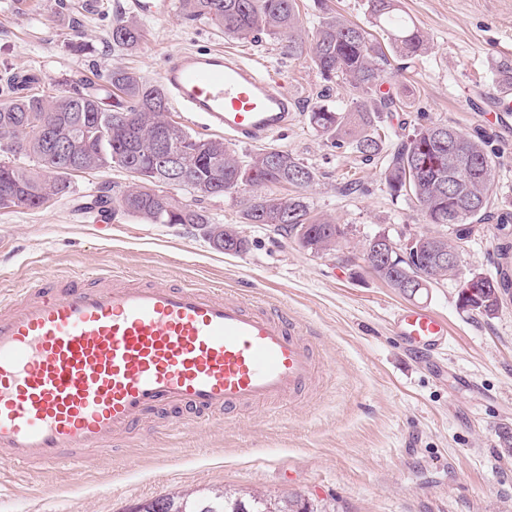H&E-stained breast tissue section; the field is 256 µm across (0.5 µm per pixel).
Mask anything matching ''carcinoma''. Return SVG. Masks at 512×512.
<instances>
[{
  "label": "carcinoma",
  "instance_id": "1",
  "mask_svg": "<svg viewBox=\"0 0 512 512\" xmlns=\"http://www.w3.org/2000/svg\"><path fill=\"white\" fill-rule=\"evenodd\" d=\"M322 14L311 34L302 29L296 0H178L181 13L190 21L205 20L231 37L269 36L286 39L284 52L290 57H307L326 83L340 81L348 86L353 104L318 103L310 124L325 135L334 148H352L366 161L382 166L386 186L394 198L413 201L430 224H447L456 238L470 236L472 224L482 220L493 194V169L486 142L481 135L455 134L470 158L461 181L450 176L454 167L436 136L438 124L424 126L400 142L386 145L388 135L377 124L382 112H395L400 100L380 91L382 66L387 53L413 59L426 50V38L412 20L398 16V0H368L370 17L387 36L381 44L365 28L351 23L317 0ZM112 46L136 50L142 27L134 17H119L112 23ZM18 77L0 79V147L7 144L15 155L32 160L30 165L0 161V209L43 206L51 199L72 193L77 173L114 165L130 174L131 182L115 191L105 183L85 209L103 216L122 212L151 224H183L196 230L211 227L226 235L218 249L239 253L248 241L229 224H215L198 202L232 193L243 186L278 184L290 186L294 194L271 197L253 194L244 203L245 224H263L299 242L314 253H325L345 231L339 224L311 215L304 191L315 179L305 164L281 149L257 152L248 159L221 139L191 134L168 118L169 100L162 84L149 82L134 71L114 66L106 75L112 86V107L103 106L99 89L82 79L63 92L47 94L30 88L26 79L17 88ZM63 137L77 158L64 167L49 157L47 133ZM165 136L181 149L179 175L172 177L160 168L152 142ZM167 186L185 190L196 203L181 202L160 190ZM420 245L393 256L383 280L398 288L399 278L418 271L429 273L432 242L452 247L442 236L421 235ZM487 277L464 281L459 307L478 315H491L499 306L500 288H512V277L501 276L493 288H481ZM139 512H316L293 495L269 498L264 494L232 496L223 489L175 492L139 504Z\"/></svg>",
  "mask_w": 512,
  "mask_h": 512
}]
</instances>
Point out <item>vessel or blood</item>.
<instances>
[{
    "label": "vessel or blood",
    "instance_id": "1",
    "mask_svg": "<svg viewBox=\"0 0 512 512\" xmlns=\"http://www.w3.org/2000/svg\"><path fill=\"white\" fill-rule=\"evenodd\" d=\"M173 0H128L162 19ZM161 82L193 124L260 143L286 128L294 98L221 49L170 52ZM393 331L417 354L448 339V323L415 305ZM319 372L301 323L287 308L198 282L139 285L96 270L65 286L45 277L0 298V460L29 476L79 472L137 419L174 410L203 422L294 401Z\"/></svg>",
    "mask_w": 512,
    "mask_h": 512
}]
</instances>
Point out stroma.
I'll list each match as a JSON object with an SVG mask.
<instances>
[{
	"mask_svg": "<svg viewBox=\"0 0 512 512\" xmlns=\"http://www.w3.org/2000/svg\"><path fill=\"white\" fill-rule=\"evenodd\" d=\"M421 28L427 49L414 60L390 59L384 89L400 108L382 116L393 138L432 124L486 134L494 166L490 217L460 249L459 276L408 299L366 266L363 246L383 235L403 246L420 234L448 235L424 221L412 201H393L379 164L330 146L308 115L320 94L348 96L325 86L308 59L284 55L281 42L224 37L217 28L173 12L142 19L135 51H113L112 22L125 0H0V73L35 74L43 90L63 80L104 83L121 65L150 81L164 56L208 47L231 50L269 68L295 95V120L269 139L314 168L306 196L315 216L345 230L330 253L315 255L260 224H244L249 190L204 200L220 224L237 225L246 251L214 249L198 231L179 224H149L117 214L103 221L83 208L102 182L129 183L119 167L74 179L70 197L36 209L0 210V293L32 284L39 275L112 268L160 283L198 280L245 290L265 305H286L314 336L323 383L310 398L283 408L217 416L171 431L168 415L152 413L112 444L89 453L79 475L50 471L28 481L11 466L0 469V512H128L171 492L221 487L235 492L295 494L327 512H512V456L500 432L512 427V291L490 316L458 306L465 278L493 275L498 246L512 240V130L498 115L460 110L469 96L488 104L499 72L512 68V0H400ZM76 19L91 49L71 50V31L54 21L58 11ZM360 191L345 194L350 176ZM446 319L451 340L423 359L392 333L395 310L408 302Z\"/></svg>",
	"mask_w": 512,
	"mask_h": 512,
	"instance_id": "stroma-1",
	"label": "stroma"
}]
</instances>
